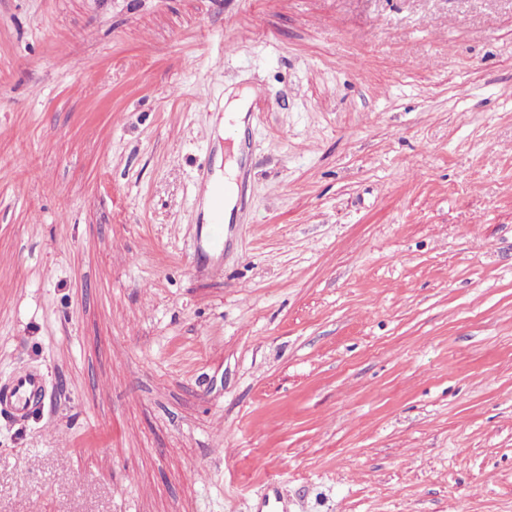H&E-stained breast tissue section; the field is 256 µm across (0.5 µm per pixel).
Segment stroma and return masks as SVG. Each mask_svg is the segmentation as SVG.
<instances>
[{"label":"stroma","mask_w":512,"mask_h":512,"mask_svg":"<svg viewBox=\"0 0 512 512\" xmlns=\"http://www.w3.org/2000/svg\"><path fill=\"white\" fill-rule=\"evenodd\" d=\"M21 367L0 512H512V0H0ZM211 233L208 246L211 251L224 250V197L218 196L213 200L211 207ZM48 395L45 374L38 368L21 369L0 384V416L20 423L43 411Z\"/></svg>","instance_id":"obj_1"}]
</instances>
